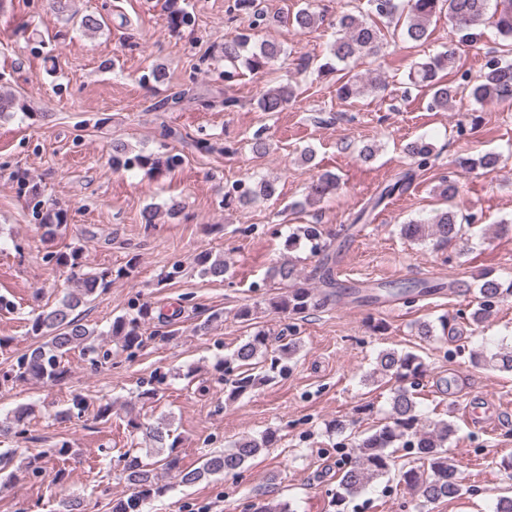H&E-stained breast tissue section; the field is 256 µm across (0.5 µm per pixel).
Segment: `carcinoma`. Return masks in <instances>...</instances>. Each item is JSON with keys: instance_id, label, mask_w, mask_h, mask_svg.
Wrapping results in <instances>:
<instances>
[{"instance_id": "1", "label": "carcinoma", "mask_w": 512, "mask_h": 512, "mask_svg": "<svg viewBox=\"0 0 512 512\" xmlns=\"http://www.w3.org/2000/svg\"><path fill=\"white\" fill-rule=\"evenodd\" d=\"M229 12L247 16L249 25L248 28L224 38V78L234 77L239 67L257 72L279 59L284 53L280 44L253 40L251 30L265 21L259 0H234ZM441 14L447 16L454 31L460 34V41L471 45L477 44L481 37L478 32L480 25L492 20L498 36L505 42V48L486 61L483 71L475 80L466 71L455 81L443 78V72L455 59L456 51L452 48L440 51L419 63L409 72V80L427 89L430 93V107L434 109L452 108L457 98L464 93L473 104L479 106L511 104L512 0H366L365 6H358L354 11H343L336 17L339 37L330 46L323 61L314 66V72L319 77L338 74V94L344 100L364 93H378L384 89V80L375 77L364 82L354 76L343 75L338 64L362 53L375 54L388 39L399 38L408 44L421 46L430 37L432 18ZM324 18V14L308 5L287 18V22L305 31L318 27L324 22ZM168 19L174 29L191 22L188 13L178 6V0H170ZM295 95L296 88L289 83L272 87L258 99V109L262 112H280ZM18 111L27 112L26 100L15 93L0 92V116ZM404 152L411 161V169L385 186L373 202V207H378L387 198L404 193L413 181L415 170L432 165L433 148L421 138L407 143ZM179 162L180 158L176 155L135 153L122 140L112 142V167L116 169L146 168L154 173L169 171ZM499 163L500 155L487 152L477 158L461 157L457 160V167L464 174L477 169L489 173ZM18 185L26 194L33 213L39 220V226L46 235L54 236L67 224V209L43 199L40 188L27 184L23 179L18 180ZM339 186L336 175L330 172L320 173L308 185L305 203L319 202L334 193ZM235 189V198L240 203L268 200L276 192L274 184L264 178L251 184L240 182ZM436 192L447 207L436 210L423 224L411 221L401 225L400 232L411 240H431L435 246L441 247L452 241L465 239L480 218L476 213L458 209L454 205L459 194L457 181L442 179ZM303 239L310 243L314 253L322 255L318 281L324 291L317 293L314 289L298 283L297 269L289 261L273 267L271 277L288 286V289L272 299L270 307L290 318L296 316L301 319L310 312L323 308L331 296L327 289L336 287L333 270L328 266L331 244L325 241L321 225L305 224L298 228L288 238V248L298 247ZM56 263L69 268L71 275L80 283V288L31 319V334L45 339V342L32 348L20 359L17 371H6L0 376L6 382L11 379H34L44 384H58L68 374L63 359L75 348H80L89 355L91 364H97V359L94 358L97 348L89 344L94 331L81 323L75 310L94 295L109 288L112 275H127L134 267L130 262L126 268H120L115 273L109 269L86 273L82 268L79 249L58 254ZM196 265L200 275L224 279L227 266L223 256L201 253L196 257ZM440 289L441 284L429 281L399 282L391 286L389 294L412 303L416 297ZM511 296L512 280L505 283L498 277L484 275L475 297L476 306L469 315L471 323L475 326L482 325L494 308ZM153 319L151 305L142 304L136 315L120 316L113 321L112 335L121 339L125 349H139L144 346L143 327ZM268 346L269 335L265 330L259 329L233 351L230 359L238 363L243 371L231 381L230 396L238 397L250 393L273 379L271 373L284 371L283 361L295 355L299 341L295 338L289 339L278 347L277 354L272 357L268 356ZM375 363L373 374L393 382L389 410L383 423L367 432L355 433L349 438L352 453L349 462L340 469L336 486V512H345L344 506L365 490L372 479L391 472L395 466V449L400 447L414 449L417 460L427 464V469L423 471L417 467L400 471V480L417 494L420 504H434L459 496L461 483L454 460L448 455V440L454 435L455 429L444 420L433 423L431 428L426 426L418 409L417 389L427 372L423 358L411 351L384 349L378 352ZM127 425L142 431L153 447L146 449L144 453L138 448H130L122 454L121 477L128 484L130 493L112 501V512H145L149 501L165 491V487L157 479L156 470L159 465L177 477L180 484L189 486L211 476L234 472L263 449L271 448L278 442L275 430H268L258 438L244 436L234 444L233 449L212 451L204 455L199 466L188 468L171 452L177 440L170 439L167 425L159 422L154 426H144L137 415L129 417ZM42 461L43 457L37 456L28 459L25 465L17 466L14 451L0 452V477L4 475L11 482L18 479L23 472H38L43 469Z\"/></svg>"}]
</instances>
